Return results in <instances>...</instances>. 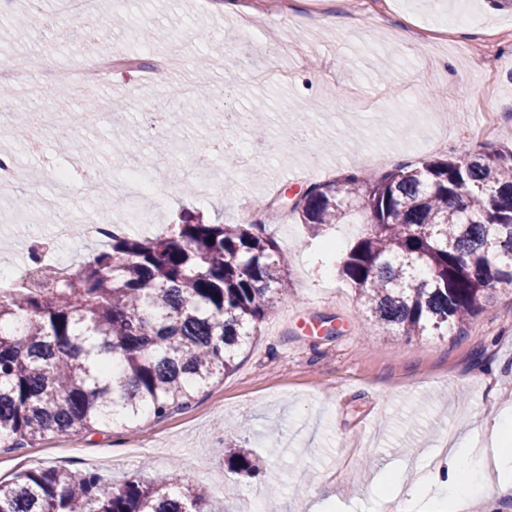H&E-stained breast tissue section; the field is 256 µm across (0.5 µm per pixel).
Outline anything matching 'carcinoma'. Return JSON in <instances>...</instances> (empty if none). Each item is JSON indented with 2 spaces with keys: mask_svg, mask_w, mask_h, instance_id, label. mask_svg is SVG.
<instances>
[{
  "mask_svg": "<svg viewBox=\"0 0 512 512\" xmlns=\"http://www.w3.org/2000/svg\"><path fill=\"white\" fill-rule=\"evenodd\" d=\"M286 211L316 232L366 215L338 273L369 328L441 336L512 288V149L314 183L256 224L187 213L160 236L112 238L66 279L40 267L30 287L0 289V447L163 418L232 371L290 292V261L269 232ZM224 453L255 468L243 448ZM205 501L197 486L115 487L54 467L0 481V512H206Z\"/></svg>",
  "mask_w": 512,
  "mask_h": 512,
  "instance_id": "carcinoma-1",
  "label": "carcinoma"
}]
</instances>
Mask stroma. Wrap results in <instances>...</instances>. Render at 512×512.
Returning <instances> with one entry per match:
<instances>
[{"label":"stroma","instance_id":"35a3bbf8","mask_svg":"<svg viewBox=\"0 0 512 512\" xmlns=\"http://www.w3.org/2000/svg\"><path fill=\"white\" fill-rule=\"evenodd\" d=\"M288 12L270 11L262 27L242 30L235 15L206 0H83L78 20L89 31L121 17L111 42L65 41L63 21L41 34L20 30L0 44V64L35 60L33 81L44 83L48 103L67 112L106 106L99 128L78 135L93 170L113 190L127 166L141 167L153 195L133 200L132 210H152L155 224H133L150 236L156 224L177 223L182 211L204 222L239 223L238 204L248 194L268 199L310 184L302 169L322 167L319 180L356 168L381 173L418 165L467 148L512 146V69L496 73L488 89L467 50L482 36V23L512 26V11L490 0H379L361 10L356 0H330L326 13L313 0H289ZM182 37L193 64L181 67L197 86L195 105L174 94L165 52L148 32ZM140 58L132 70L113 69L109 84L69 98L49 75L115 55ZM127 85L154 103H166L178 143L151 157L145 109L110 111L113 88ZM429 102L425 111L414 104ZM233 113L232 126L211 125L213 112ZM493 130L474 139L481 125ZM282 136L273 156H259L245 173L224 163L225 154L256 149L261 138ZM129 145L111 156L110 142ZM221 144L215 155L216 190L200 198L190 164L193 150ZM107 194H91L82 173L69 188L51 179L21 183L0 195V230H14L16 213L47 230L60 213L79 219L91 209H111ZM271 231L290 259L292 291L259 324L250 347L224 379L199 389L190 404L137 431L114 427L78 437L49 435L32 445L0 447V480L39 467L77 474L94 472L118 485L159 477L202 487L209 512H296L301 499L328 502L331 512H376L378 479L390 470L422 474L433 465L444 437L467 442L473 477L489 459L485 418L512 416V291L492 301L463 330L445 336H400L385 328L364 336V313L354 288L337 273H324L323 241L351 244L347 225L329 236L314 234L296 216ZM495 368L492 381L476 379ZM251 449L255 475L225 461V444Z\"/></svg>","mask_w":512,"mask_h":512}]
</instances>
